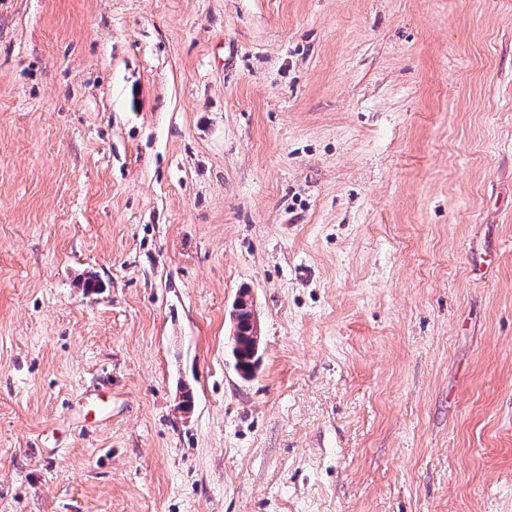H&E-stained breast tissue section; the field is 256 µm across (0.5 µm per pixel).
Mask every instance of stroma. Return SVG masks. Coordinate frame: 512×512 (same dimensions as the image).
Returning <instances> with one entry per match:
<instances>
[{
  "mask_svg": "<svg viewBox=\"0 0 512 512\" xmlns=\"http://www.w3.org/2000/svg\"><path fill=\"white\" fill-rule=\"evenodd\" d=\"M0 512H512V0H0ZM241 310H250L251 318L249 317L248 311L241 312V323H242V335H240V331L238 328V320L237 316ZM234 327L233 332L230 336L232 347L236 346V340L239 336L238 340V350L236 354H233L235 359V367L236 369L245 377L252 374V370L256 367V363L258 361V357H255V350L258 351V344L254 345L252 336H250V321H251V329L253 331L254 336H259V328L258 322L256 318V314L253 309V304L250 298L246 293H242L238 296L235 304L234 310L232 313Z\"/></svg>",
  "mask_w": 512,
  "mask_h": 512,
  "instance_id": "stroma-1",
  "label": "stroma"
}]
</instances>
